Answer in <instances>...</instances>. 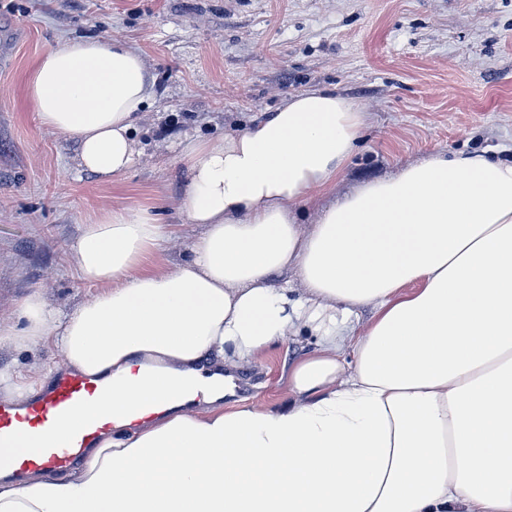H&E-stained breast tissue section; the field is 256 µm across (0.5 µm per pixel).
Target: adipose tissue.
Segmentation results:
<instances>
[{"label": "adipose tissue", "mask_w": 512, "mask_h": 512, "mask_svg": "<svg viewBox=\"0 0 512 512\" xmlns=\"http://www.w3.org/2000/svg\"><path fill=\"white\" fill-rule=\"evenodd\" d=\"M154 85L99 37L43 52L25 97L113 182ZM367 121L310 88L223 139L184 135L180 209L202 233L173 268L144 265L171 236L149 213L83 226L69 261L100 292L66 312L30 294L0 342L120 380L89 409L115 428L69 475L0 465V512H512V161L437 153L304 227ZM302 332L287 402L236 399L233 370ZM137 402L165 409L130 429Z\"/></svg>", "instance_id": "ef3b65f1"}]
</instances>
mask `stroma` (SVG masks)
<instances>
[{
	"label": "stroma",
	"mask_w": 512,
	"mask_h": 512,
	"mask_svg": "<svg viewBox=\"0 0 512 512\" xmlns=\"http://www.w3.org/2000/svg\"><path fill=\"white\" fill-rule=\"evenodd\" d=\"M98 36L138 51L157 80L141 154L107 184L76 172L75 145L40 126L23 89L44 51ZM315 87L369 115L336 194L435 153L511 161L512 0H0V323L34 292L60 310L97 293L68 249L98 213L160 215L176 237L149 264L188 259L201 228L180 209V137L222 138ZM313 346L293 336L246 367L247 400L285 401L289 368ZM60 358L0 344V368L32 379Z\"/></svg>",
	"instance_id": "obj_1"
}]
</instances>
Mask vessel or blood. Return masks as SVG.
I'll list each match as a JSON object with an SVG mask.
<instances>
[{"instance_id":"b4317fda","label":"vessel or blood","mask_w":512,"mask_h":512,"mask_svg":"<svg viewBox=\"0 0 512 512\" xmlns=\"http://www.w3.org/2000/svg\"><path fill=\"white\" fill-rule=\"evenodd\" d=\"M112 392L108 382L94 381L68 367L54 370L49 385L27 400L0 399V457L14 477L35 471H70L103 435L111 433L112 419L90 415L86 409ZM64 427L63 445L25 447V440Z\"/></svg>"}]
</instances>
